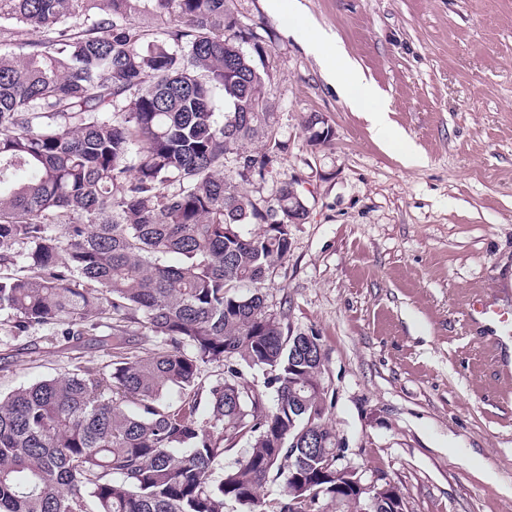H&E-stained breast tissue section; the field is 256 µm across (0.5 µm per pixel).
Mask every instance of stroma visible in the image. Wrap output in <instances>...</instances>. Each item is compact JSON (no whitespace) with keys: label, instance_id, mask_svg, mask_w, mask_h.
Masks as SVG:
<instances>
[{"label":"stroma","instance_id":"obj_1","mask_svg":"<svg viewBox=\"0 0 512 512\" xmlns=\"http://www.w3.org/2000/svg\"><path fill=\"white\" fill-rule=\"evenodd\" d=\"M300 3L389 99L401 138L349 109L267 0H230L266 42L280 142L246 190L265 208L290 181L308 209L265 303L319 337L344 459L399 486L405 512H512V333L465 315L512 310V0ZM313 114L330 144L308 142ZM6 357L2 395L106 360L0 325Z\"/></svg>","mask_w":512,"mask_h":512}]
</instances>
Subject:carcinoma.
Wrapping results in <instances>:
<instances>
[{"mask_svg": "<svg viewBox=\"0 0 512 512\" xmlns=\"http://www.w3.org/2000/svg\"><path fill=\"white\" fill-rule=\"evenodd\" d=\"M228 3L0 0V316L109 357L0 396V512H262L269 483L278 512L404 502L337 475L322 347L265 304L298 202L288 181L265 209L242 189L270 163L248 146L277 139L266 43ZM305 131L331 141L316 114Z\"/></svg>", "mask_w": 512, "mask_h": 512, "instance_id": "1", "label": "carcinoma"}]
</instances>
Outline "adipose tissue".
<instances>
[{
	"mask_svg": "<svg viewBox=\"0 0 512 512\" xmlns=\"http://www.w3.org/2000/svg\"><path fill=\"white\" fill-rule=\"evenodd\" d=\"M268 6L274 12L287 9L289 27L303 35L325 77L335 85L344 102L352 111L370 113L376 135L388 137L389 126L385 121L389 110L387 103L335 36L321 30L308 32L300 19L297 0H268Z\"/></svg>",
	"mask_w": 512,
	"mask_h": 512,
	"instance_id": "adipose-tissue-1",
	"label": "adipose tissue"
}]
</instances>
